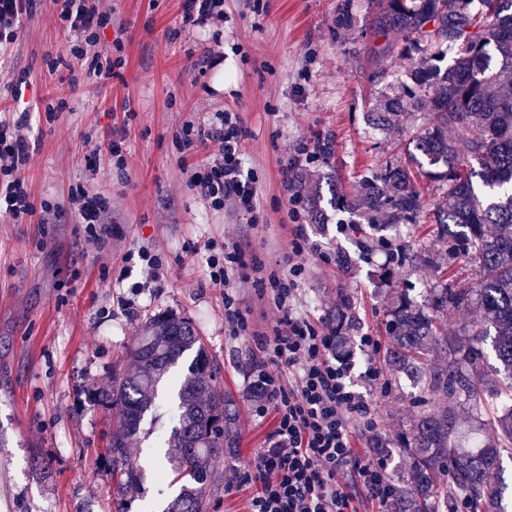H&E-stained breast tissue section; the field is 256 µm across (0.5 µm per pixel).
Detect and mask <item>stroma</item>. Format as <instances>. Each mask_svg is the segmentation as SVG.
<instances>
[{
  "mask_svg": "<svg viewBox=\"0 0 512 512\" xmlns=\"http://www.w3.org/2000/svg\"><path fill=\"white\" fill-rule=\"evenodd\" d=\"M341 2L224 0V68L203 75L191 63L209 34L182 28L183 0H112L114 25L100 46L122 39L126 63L118 76L73 92L69 70L45 63L67 44L47 0L0 55V98L9 96L16 69L27 70L30 95L68 93L67 109L41 122L27 171L35 199L64 208L61 222L0 218V512H115L119 473L107 455L112 417L87 393L110 390L113 369L133 371L128 350L141 325L162 311L188 318L218 364L216 391L237 401L239 446L225 466L248 470L274 420L257 415L251 392L266 359L258 339L272 335L280 316L271 290L255 280L261 273H287L298 224L311 245L298 281L301 311L316 321L350 299L347 335L380 343L373 364L388 387L368 390L376 435L355 432L356 446L365 452L383 444L391 453L392 482L407 474L397 434L415 413L421 386L385 363L388 305L403 291L427 305L437 278L431 269L401 263L390 250L363 258L343 228L348 213L329 200L403 155L423 115L415 113L387 134L368 126L366 114L379 92L374 72L390 67L392 83H403L409 64L377 55L384 39L368 26L375 12L370 0H352L355 21L338 28ZM128 108L136 117L125 140L126 168L103 157L99 171L89 172L93 147L86 136L109 140ZM224 109L239 116L244 166L258 177L253 216L230 201L215 211L197 198L173 141L185 121ZM325 137L333 154L303 168L300 189L304 198L321 200L323 221L293 220L282 169L304 145ZM86 180L110 200L112 224L101 250L87 245L83 225L66 210L68 186ZM227 237L242 243L252 266L228 290L210 283L203 247ZM139 248L162 256L156 278L142 265L125 263V254ZM385 265L392 270L386 283L379 279ZM228 292L246 320L236 333L224 320ZM129 448L146 478L142 488L127 492L128 512H163L178 491L163 449L149 452L137 441Z\"/></svg>",
  "mask_w": 512,
  "mask_h": 512,
  "instance_id": "obj_1",
  "label": "stroma"
}]
</instances>
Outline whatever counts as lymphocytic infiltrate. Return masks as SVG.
<instances>
[{
  "label": "lymphocytic infiltrate",
  "mask_w": 512,
  "mask_h": 512,
  "mask_svg": "<svg viewBox=\"0 0 512 512\" xmlns=\"http://www.w3.org/2000/svg\"><path fill=\"white\" fill-rule=\"evenodd\" d=\"M52 3L68 43L64 54L49 59V68L87 57L89 77L115 76L125 64L122 43L114 42L110 54L98 49L99 31L112 21L111 0ZM183 21L220 39L224 0H184ZM16 82L13 105L0 112V216L46 224L60 208L31 195L26 171L36 143L35 111L17 104L22 85L29 82L27 72H19ZM241 139L238 117L217 112L204 123L184 122L177 144L184 157L203 158L189 175L199 198L216 210L230 200L250 214L257 209V180L243 165ZM68 202L85 226L87 242L103 245L108 198L78 183L70 186ZM306 249L305 238H297L287 275L273 273L267 279L281 316L273 338L260 340L267 359L254 384L262 391V411L274 414V428L253 468L230 471L227 478L228 488L251 486L246 512H358V499L382 506L391 497L386 449L361 455L350 429L358 421L371 433L377 423L366 396L350 380L353 365L343 355L349 339L331 321L311 322L299 310L297 280L305 270L300 258Z\"/></svg>",
  "instance_id": "1"
}]
</instances>
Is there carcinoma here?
<instances>
[{
	"instance_id": "1",
	"label": "carcinoma",
	"mask_w": 512,
	"mask_h": 512,
	"mask_svg": "<svg viewBox=\"0 0 512 512\" xmlns=\"http://www.w3.org/2000/svg\"><path fill=\"white\" fill-rule=\"evenodd\" d=\"M374 30L388 38L386 57L414 62L410 84L391 86L388 72L368 122L389 130L405 112L424 113L406 162L386 164L333 206L368 224H430L446 255L417 249L404 259L443 269L448 282L425 307L401 295L388 311L392 369L419 376L425 408L399 434L411 465L394 487L389 512H437L462 502L469 512H508L492 474L512 454V409L496 417L483 447H457L459 409L481 413L484 344L492 339L502 389L512 400V0H376ZM452 62L440 67L447 53ZM436 196L425 203L424 191ZM353 232L362 256L384 244L360 222ZM129 356L135 371L112 378V390L91 399L116 417L108 444L120 470L118 502L138 488L144 470L129 443L153 435L158 387L190 357L177 390L175 425L158 440L171 470L185 480L164 512H208L207 488L224 449L239 447L236 401L212 392L214 363L192 323L172 313L150 319Z\"/></svg>"
}]
</instances>
